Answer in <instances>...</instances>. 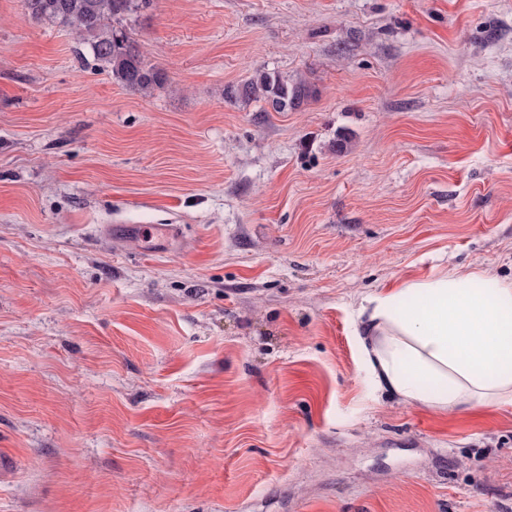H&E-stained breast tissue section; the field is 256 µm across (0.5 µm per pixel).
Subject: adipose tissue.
Instances as JSON below:
<instances>
[{"label": "adipose tissue", "mask_w": 512, "mask_h": 512, "mask_svg": "<svg viewBox=\"0 0 512 512\" xmlns=\"http://www.w3.org/2000/svg\"><path fill=\"white\" fill-rule=\"evenodd\" d=\"M367 374L401 402L439 410L512 405V282L451 269L366 296Z\"/></svg>", "instance_id": "adipose-tissue-1"}]
</instances>
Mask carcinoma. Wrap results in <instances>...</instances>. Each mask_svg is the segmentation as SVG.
<instances>
[{
  "label": "carcinoma",
  "instance_id": "cac0c4a2",
  "mask_svg": "<svg viewBox=\"0 0 512 512\" xmlns=\"http://www.w3.org/2000/svg\"><path fill=\"white\" fill-rule=\"evenodd\" d=\"M151 0H23L24 14L35 22L66 25L100 70L129 90L150 94L166 82L164 70L151 63L127 30ZM234 95L262 101L275 112L298 110L315 95L304 80L288 81L276 72L260 71Z\"/></svg>",
  "mask_w": 512,
  "mask_h": 512
}]
</instances>
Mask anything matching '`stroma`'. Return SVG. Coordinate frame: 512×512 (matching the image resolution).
I'll use <instances>...</instances> for the list:
<instances>
[{"label": "stroma", "mask_w": 512, "mask_h": 512, "mask_svg": "<svg viewBox=\"0 0 512 512\" xmlns=\"http://www.w3.org/2000/svg\"><path fill=\"white\" fill-rule=\"evenodd\" d=\"M133 36L149 95L0 0V512H512V406L399 402L355 335L405 280H512V0H152ZM259 71L316 95L227 98ZM132 237L141 239L151 247L165 245L172 236L173 230L167 225L140 224L131 228Z\"/></svg>", "instance_id": "obj_1"}]
</instances>
